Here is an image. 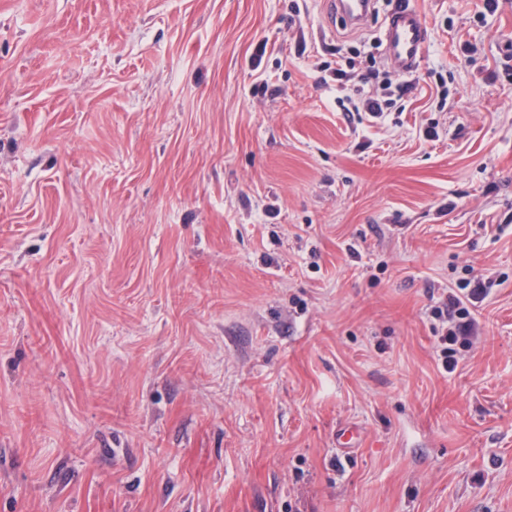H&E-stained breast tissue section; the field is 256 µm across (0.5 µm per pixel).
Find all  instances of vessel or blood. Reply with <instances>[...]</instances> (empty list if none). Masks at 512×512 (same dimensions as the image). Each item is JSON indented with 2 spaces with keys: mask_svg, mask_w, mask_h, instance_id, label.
I'll list each match as a JSON object with an SVG mask.
<instances>
[{
  "mask_svg": "<svg viewBox=\"0 0 512 512\" xmlns=\"http://www.w3.org/2000/svg\"><path fill=\"white\" fill-rule=\"evenodd\" d=\"M330 16L340 18L350 29L363 28L371 16L375 0H325ZM387 61L400 73L415 71L428 43V30L419 9L411 0H398L389 14L383 38Z\"/></svg>",
  "mask_w": 512,
  "mask_h": 512,
  "instance_id": "vessel-or-blood-1",
  "label": "vessel or blood"
}]
</instances>
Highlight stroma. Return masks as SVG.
Wrapping results in <instances>:
<instances>
[{"label":"stroma","instance_id":"35a3bbf8","mask_svg":"<svg viewBox=\"0 0 512 512\" xmlns=\"http://www.w3.org/2000/svg\"><path fill=\"white\" fill-rule=\"evenodd\" d=\"M395 2L0 0V512H512V0ZM331 17L340 18L352 30L362 29L373 13L374 0H325ZM387 61L400 73L414 72L428 43V30L422 13L410 0H400L388 15L383 38ZM459 282L456 288H449L431 313L439 322L438 360L446 373H452L460 360V349L469 346L476 337V304L482 302L492 288L494 281L483 274H473Z\"/></svg>","mask_w":512,"mask_h":512}]
</instances>
